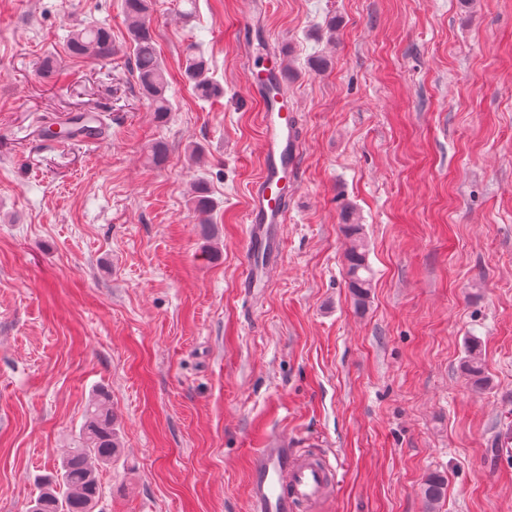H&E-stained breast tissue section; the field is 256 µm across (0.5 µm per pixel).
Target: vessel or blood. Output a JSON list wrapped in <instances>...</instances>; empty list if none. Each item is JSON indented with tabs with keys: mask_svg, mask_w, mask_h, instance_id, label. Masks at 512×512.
I'll return each instance as SVG.
<instances>
[{
	"mask_svg": "<svg viewBox=\"0 0 512 512\" xmlns=\"http://www.w3.org/2000/svg\"><path fill=\"white\" fill-rule=\"evenodd\" d=\"M284 60L267 55L250 72L249 89L262 105V172L251 189L244 216L247 226V262L242 287H257L269 279L276 264L274 237L288 221V189L284 180L299 162L300 137L287 99L269 95L271 84L282 83ZM72 141L94 144L100 139L93 114L68 117ZM338 482V470L330 463L305 461L287 439H267L253 454L248 483L251 512H297L300 505L321 500L327 488Z\"/></svg>",
	"mask_w": 512,
	"mask_h": 512,
	"instance_id": "obj_1",
	"label": "vessel or blood"
}]
</instances>
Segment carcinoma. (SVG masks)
<instances>
[{
    "mask_svg": "<svg viewBox=\"0 0 512 512\" xmlns=\"http://www.w3.org/2000/svg\"><path fill=\"white\" fill-rule=\"evenodd\" d=\"M150 9L151 0H122V10L128 21L129 49L139 89L153 110L164 115L170 110L166 97L168 80L150 24ZM66 51L74 58L109 56L114 51L111 31L102 25L77 30L68 38ZM208 70L209 62L204 52L194 47L189 48L183 63V75L195 96L203 101L224 94L223 87L207 77ZM190 203L193 210L202 217L213 209V200L202 186L196 187ZM341 217L342 229L350 240L346 252L348 286L357 305L363 307L372 283L363 225L352 207L343 208ZM460 369L472 387L481 389L486 385L487 377L477 339L472 338L468 342ZM118 451L119 438L114 428L112 411L108 406L107 395L102 392L88 405L80 446L70 449L62 458L59 470L44 478L43 491L34 501L31 512H93L100 494L97 467L110 464ZM446 491L447 480L438 473L428 477L422 485L424 498L431 505L440 502Z\"/></svg>",
    "mask_w": 512,
    "mask_h": 512,
    "instance_id": "obj_1",
    "label": "carcinoma"
}]
</instances>
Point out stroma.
I'll list each match as a JSON object with an SVG mask.
<instances>
[{
    "mask_svg": "<svg viewBox=\"0 0 512 512\" xmlns=\"http://www.w3.org/2000/svg\"><path fill=\"white\" fill-rule=\"evenodd\" d=\"M150 19L162 117L121 0H0V512H29L99 390L121 450L94 512H250V460L273 435L341 466L315 512H512V453H488L512 435V0H152ZM90 25L114 53L69 57ZM191 45L222 97L193 95ZM274 50L300 161L278 265L251 290L261 117L246 74ZM84 110L102 116L99 144L38 139ZM347 204L373 272L362 311ZM472 336L481 390L460 371ZM434 472L448 487L431 509Z\"/></svg>",
    "mask_w": 512,
    "mask_h": 512,
    "instance_id": "1",
    "label": "stroma"
}]
</instances>
